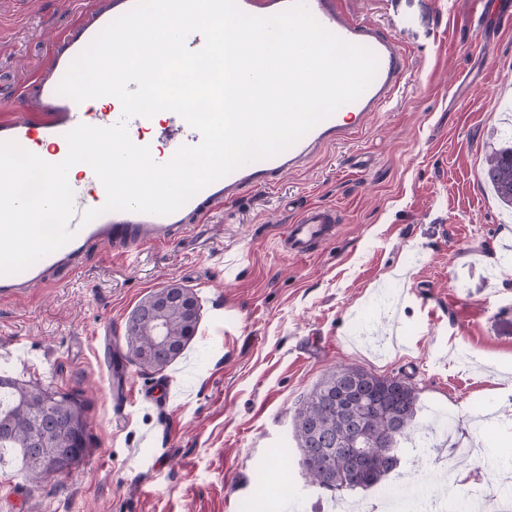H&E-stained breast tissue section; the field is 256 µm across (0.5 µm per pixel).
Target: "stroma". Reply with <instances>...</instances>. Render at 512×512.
<instances>
[{
    "label": "stroma",
    "mask_w": 512,
    "mask_h": 512,
    "mask_svg": "<svg viewBox=\"0 0 512 512\" xmlns=\"http://www.w3.org/2000/svg\"><path fill=\"white\" fill-rule=\"evenodd\" d=\"M94 0H0V114L49 63ZM405 50L397 102L352 141L273 187H253L185 240L131 258L109 246L59 284L0 300V371L89 404L80 465L35 487L19 451L0 452V512H331L293 438L296 408L330 371L407 376L417 434L386 480L417 503L512 498V211L484 185L512 139V20L472 25V0H341ZM477 86L463 91L457 76ZM336 207V236L282 256L286 224ZM201 305L196 334L167 370L127 356L126 322L169 283ZM129 392L112 397L111 363ZM168 388L166 404L152 394Z\"/></svg>",
    "instance_id": "1"
}]
</instances>
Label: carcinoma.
<instances>
[{
    "mask_svg": "<svg viewBox=\"0 0 512 512\" xmlns=\"http://www.w3.org/2000/svg\"><path fill=\"white\" fill-rule=\"evenodd\" d=\"M484 181L501 202L512 206V146L493 152ZM186 318L176 309L164 319L172 355L157 367L142 355L133 361L145 373L159 374L185 351L192 337L184 335L185 323L198 326L200 304ZM126 348L140 350L153 344L152 331L128 326ZM419 391L408 378L378 376L358 367H342L313 387L294 417V437L302 465L311 483L338 495L380 484L401 464L400 440L409 435L419 409ZM88 403L76 390L47 389L37 380L0 376V448H18L31 484L66 472L45 471L43 456L30 451L45 439L48 451L56 446L84 443L91 448Z\"/></svg>",
    "mask_w": 512,
    "mask_h": 512,
    "instance_id": "cac0c4a2",
    "label": "carcinoma"
}]
</instances>
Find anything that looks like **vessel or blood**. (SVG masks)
I'll use <instances>...</instances> for the list:
<instances>
[{
  "label": "vessel or blood",
  "mask_w": 512,
  "mask_h": 512,
  "mask_svg": "<svg viewBox=\"0 0 512 512\" xmlns=\"http://www.w3.org/2000/svg\"><path fill=\"white\" fill-rule=\"evenodd\" d=\"M134 3L135 0H107L103 7L84 18L74 34L53 40L48 70L22 88L25 111L0 119V141L13 140L25 148L34 143L46 145L43 158L51 163L64 159L68 150L65 135L81 124L108 127L125 122L128 132L137 133L138 144L149 146L154 159L159 162L170 159L181 145L200 142V133L174 112L163 111L150 118L126 120L117 99L93 108L57 92L75 57L110 21L130 10ZM293 3L294 0H238L244 12L260 17L280 13ZM306 3L327 30L375 53L378 60L376 75L356 101L341 106L288 150L239 167L169 215L114 211L91 222H83L84 212L102 206L106 193L92 169L80 171L70 181L74 191V214L69 222L72 239L30 266L25 277L0 275V299H11L25 291L54 284L62 274L80 269L90 248L97 244L111 245L116 255L131 257L150 244L168 245L180 241L189 236L204 216L236 199L244 188L271 186L285 174L305 168L325 149L353 139L370 116L389 106L408 68L407 56L400 44L375 25L349 19L338 0H306ZM338 223L336 208L309 207L293 224L287 225L278 247L289 256L309 255L316 245L335 236Z\"/></svg>",
  "instance_id": "1"
}]
</instances>
